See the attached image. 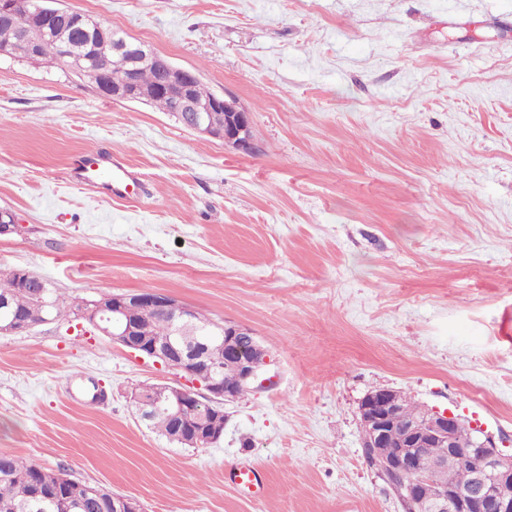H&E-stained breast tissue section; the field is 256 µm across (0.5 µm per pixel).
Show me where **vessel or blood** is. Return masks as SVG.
Returning <instances> with one entry per match:
<instances>
[{"mask_svg":"<svg viewBox=\"0 0 512 512\" xmlns=\"http://www.w3.org/2000/svg\"><path fill=\"white\" fill-rule=\"evenodd\" d=\"M73 178L83 188L108 198L126 199L140 180L139 172L127 167L112 155L92 152L85 155L73 170ZM226 479L239 491L255 492L261 484L258 466L243 461L231 469Z\"/></svg>","mask_w":512,"mask_h":512,"instance_id":"obj_1","label":"vessel or blood"}]
</instances>
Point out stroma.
<instances>
[{"mask_svg":"<svg viewBox=\"0 0 512 512\" xmlns=\"http://www.w3.org/2000/svg\"><path fill=\"white\" fill-rule=\"evenodd\" d=\"M196 70L254 149L0 59V272L66 301L144 289L252 328L269 362L224 436L169 442L131 395L172 369L75 318L0 334V452L143 512H399L365 462L384 387L512 455V0H59ZM105 149L127 202L69 178ZM264 474L246 497L224 474Z\"/></svg>","mask_w":512,"mask_h":512,"instance_id":"35a3bbf8","label":"stroma"}]
</instances>
